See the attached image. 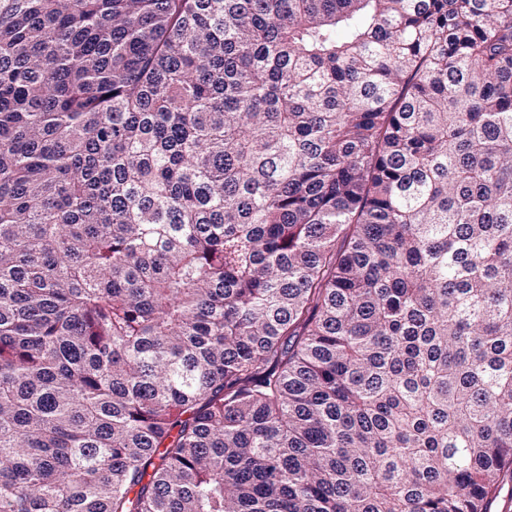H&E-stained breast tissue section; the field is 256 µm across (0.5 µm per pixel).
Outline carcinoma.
Masks as SVG:
<instances>
[{
  "label": "carcinoma",
  "mask_w": 512,
  "mask_h": 512,
  "mask_svg": "<svg viewBox=\"0 0 512 512\" xmlns=\"http://www.w3.org/2000/svg\"><path fill=\"white\" fill-rule=\"evenodd\" d=\"M512 0H0V512H490Z\"/></svg>",
  "instance_id": "1"
}]
</instances>
